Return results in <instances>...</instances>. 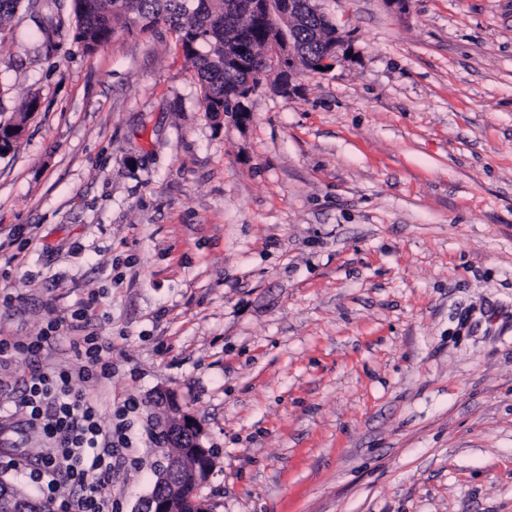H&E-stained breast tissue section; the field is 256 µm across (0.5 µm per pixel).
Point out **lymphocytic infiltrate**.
Here are the masks:
<instances>
[{"label": "lymphocytic infiltrate", "instance_id": "1", "mask_svg": "<svg viewBox=\"0 0 512 512\" xmlns=\"http://www.w3.org/2000/svg\"><path fill=\"white\" fill-rule=\"evenodd\" d=\"M63 322L24 340L0 336V358L24 361L40 357L61 339ZM84 366L76 370L31 369L23 380L19 404L28 424L48 446L41 450L29 478L46 493L55 512H112V472L129 450L126 416L133 398H125L109 422H102L98 402L86 383L112 380L111 345L92 339H70Z\"/></svg>", "mask_w": 512, "mask_h": 512}]
</instances>
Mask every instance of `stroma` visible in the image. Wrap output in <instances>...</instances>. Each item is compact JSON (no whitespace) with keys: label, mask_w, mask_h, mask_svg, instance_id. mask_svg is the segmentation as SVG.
Instances as JSON below:
<instances>
[{"label":"stroma","mask_w":512,"mask_h":512,"mask_svg":"<svg viewBox=\"0 0 512 512\" xmlns=\"http://www.w3.org/2000/svg\"><path fill=\"white\" fill-rule=\"evenodd\" d=\"M350 60L206 111L167 25L88 54L72 0L0 37V334L112 346L145 449L174 391L211 512H512V0H327ZM41 438L0 418V476Z\"/></svg>","instance_id":"obj_1"}]
</instances>
